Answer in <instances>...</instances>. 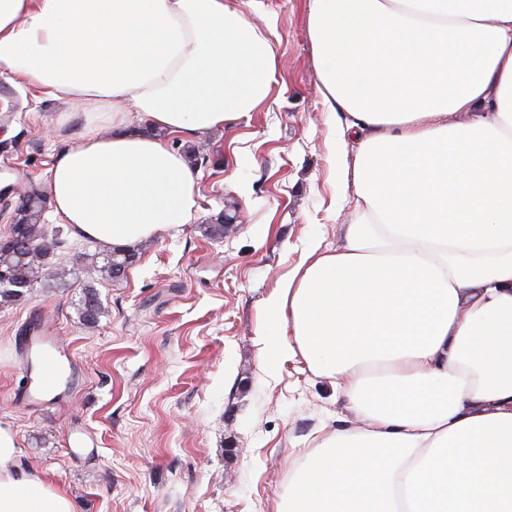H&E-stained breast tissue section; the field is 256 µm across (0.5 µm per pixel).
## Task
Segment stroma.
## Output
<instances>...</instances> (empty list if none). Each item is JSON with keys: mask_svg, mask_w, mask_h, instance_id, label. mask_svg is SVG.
<instances>
[{"mask_svg": "<svg viewBox=\"0 0 512 512\" xmlns=\"http://www.w3.org/2000/svg\"><path fill=\"white\" fill-rule=\"evenodd\" d=\"M270 39L278 69L270 100L223 133L189 143L199 171L195 218L139 244L124 279L101 281V246L63 232L53 262H75L68 287L39 282L0 308V426L16 466L65 491L73 512H277L289 470L349 412L302 359L264 372L255 331L278 281L307 244L336 247L358 213L343 193L344 145L321 105L307 31L308 0H237ZM65 103L0 83V237L22 191L45 187L52 156L78 127ZM236 206L224 236L206 224ZM96 282L105 314L84 326L82 287ZM46 314L79 371L70 403L28 408L17 344L25 320ZM89 431L95 459L77 457Z\"/></svg>", "mask_w": 512, "mask_h": 512, "instance_id": "stroma-1", "label": "stroma"}]
</instances>
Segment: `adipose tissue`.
<instances>
[{
  "label": "adipose tissue",
  "mask_w": 512,
  "mask_h": 512,
  "mask_svg": "<svg viewBox=\"0 0 512 512\" xmlns=\"http://www.w3.org/2000/svg\"><path fill=\"white\" fill-rule=\"evenodd\" d=\"M307 26L322 104L358 134L361 220L267 298L268 350L355 423L277 512H512V0H309ZM276 72L233 0H0V77L81 108L52 214L113 250L190 222L179 142L256 111ZM18 454L0 427V512H72Z\"/></svg>",
  "instance_id": "obj_1"
}]
</instances>
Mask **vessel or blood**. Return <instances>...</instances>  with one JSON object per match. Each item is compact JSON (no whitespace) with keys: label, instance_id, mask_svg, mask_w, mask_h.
Returning <instances> with one entry per match:
<instances>
[{"label":"vessel or blood","instance_id":"1","mask_svg":"<svg viewBox=\"0 0 512 512\" xmlns=\"http://www.w3.org/2000/svg\"><path fill=\"white\" fill-rule=\"evenodd\" d=\"M58 353V339L49 326L40 318H31L18 348L20 363L28 373V382L18 394L22 404L37 407L48 393L56 394L61 403H68L61 385Z\"/></svg>","mask_w":512,"mask_h":512}]
</instances>
